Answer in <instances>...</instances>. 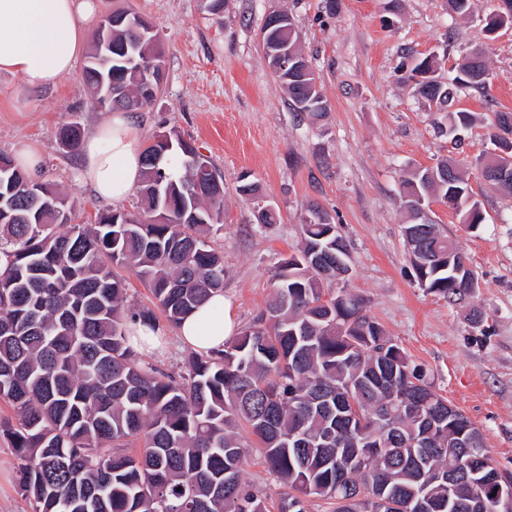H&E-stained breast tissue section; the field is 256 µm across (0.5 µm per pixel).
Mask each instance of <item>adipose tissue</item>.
<instances>
[{
	"label": "adipose tissue",
	"instance_id": "ef3b65f1",
	"mask_svg": "<svg viewBox=\"0 0 512 512\" xmlns=\"http://www.w3.org/2000/svg\"><path fill=\"white\" fill-rule=\"evenodd\" d=\"M96 0H0V74L19 76L27 92L57 86L86 46ZM141 130L113 112L80 146L81 178L103 199L127 198L142 178ZM238 332L232 304L217 293L189 313L178 333L194 350L223 349Z\"/></svg>",
	"mask_w": 512,
	"mask_h": 512
}]
</instances>
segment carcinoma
Segmentation results:
<instances>
[{"instance_id":"carcinoma-1","label":"carcinoma","mask_w":512,"mask_h":512,"mask_svg":"<svg viewBox=\"0 0 512 512\" xmlns=\"http://www.w3.org/2000/svg\"><path fill=\"white\" fill-rule=\"evenodd\" d=\"M297 28L280 24L263 44H286L303 55ZM116 50L92 46L84 68L95 97L114 87L126 103L105 112H139L160 91L164 54L157 32L141 28L138 15L112 31ZM135 49L141 64L118 53ZM455 75L437 80L434 61L406 53L407 80L442 115L441 133L454 143L476 119L457 107L466 90L484 92L488 78L480 49ZM294 111L319 120L328 103L314 70L283 73ZM158 158L144 150L137 189L140 210L106 211L100 224L75 222L77 199L16 166L0 175V401L14 417L0 419V436L14 455L18 488L32 512H271L243 479L255 437L266 466L289 492L277 512H307L309 499L326 500L333 512H491L495 466L481 432L440 395L426 366L411 358L364 312L363 301L344 288L329 292L317 259L343 252L335 222L303 221L302 246L274 274L273 295L254 323L224 351L192 354L172 375L142 361L129 344L130 325L156 328L161 312L178 325L209 296L224 291V257L210 245L223 225L224 184L201 175L212 165L178 131ZM61 144L75 151L81 128L63 122ZM484 155V179L512 194V176L498 177L512 158ZM405 173L402 202L415 245L409 255L418 284L462 301L470 288L459 274L464 256L436 224H419L415 205L435 190L473 228L484 221L456 162ZM132 267L157 310L127 304L117 272ZM365 416L350 425L347 409ZM429 447L415 441L424 432ZM466 432L474 446L464 448ZM136 440L130 453L122 443ZM486 469L465 478L464 470ZM454 508H448V482Z\"/></svg>"}]
</instances>
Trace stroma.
<instances>
[{"instance_id": "35a3bbf8", "label": "stroma", "mask_w": 512, "mask_h": 512, "mask_svg": "<svg viewBox=\"0 0 512 512\" xmlns=\"http://www.w3.org/2000/svg\"><path fill=\"white\" fill-rule=\"evenodd\" d=\"M472 13L448 0H224L212 15L205 0H99V16L130 9L158 31L165 79L153 105L135 113L144 143L176 129L224 176V226L211 244L224 257V296L239 328L264 308L281 260L300 245L308 202L333 216L349 244L346 288L414 360L437 392L482 433L495 466L512 473V196L486 182L476 163L490 148L494 115L512 112V29L484 30L497 0H471ZM285 11L328 101L317 122L297 116L262 47L267 15ZM484 52L488 94L468 91L461 108L475 124L454 144L433 129L436 114L401 79L402 53L437 54L453 65L471 48ZM84 61L58 86L28 95L20 77L0 76V153L28 143L41 153L36 177L78 197L82 217L135 211L137 197H97L79 177L80 154L64 148L60 123L91 134L107 114L96 108ZM456 159L485 221L471 229L435 203L431 217L458 247L477 286L460 303L421 288L412 276L399 182L412 168ZM260 183L278 222L258 225L255 205L235 192L240 177ZM483 315L470 321L472 310ZM0 512H31L7 440L0 438Z\"/></svg>"}]
</instances>
